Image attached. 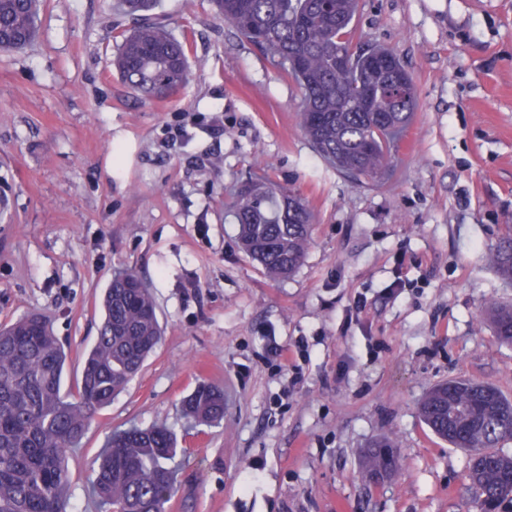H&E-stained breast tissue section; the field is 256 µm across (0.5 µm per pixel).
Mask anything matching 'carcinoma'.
Returning <instances> with one entry per match:
<instances>
[{"mask_svg":"<svg viewBox=\"0 0 512 512\" xmlns=\"http://www.w3.org/2000/svg\"><path fill=\"white\" fill-rule=\"evenodd\" d=\"M134 28L120 34L114 66L145 99H164L187 78V43L152 12L157 0H121ZM217 17L257 45L298 86L299 125L329 165L374 177L392 162L399 135L416 109L413 78L385 48L350 51L358 0H213ZM40 0H0V35L15 47L32 41ZM242 249L273 277L294 274L311 244L313 216L295 196L266 184L241 186L235 205ZM492 262L512 282V225ZM132 271L113 276L94 346L86 354L77 397L62 390L66 354L46 318L32 313L0 327V512H67V449L85 434L96 411L109 406L140 371L163 332L149 288H125ZM498 339L512 345V305L490 303ZM186 417L224 420L222 389L200 385L182 401ZM426 426L477 459L468 465V492L482 512H512V401L492 384L451 378L423 398ZM175 433L165 426H131L107 437L91 494L104 512H165L175 490ZM389 439L365 455L371 482L396 472Z\"/></svg>","mask_w":512,"mask_h":512,"instance_id":"1","label":"carcinoma"}]
</instances>
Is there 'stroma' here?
I'll list each match as a JSON object with an SVG mask.
<instances>
[{"instance_id":"1","label":"stroma","mask_w":512,"mask_h":512,"mask_svg":"<svg viewBox=\"0 0 512 512\" xmlns=\"http://www.w3.org/2000/svg\"><path fill=\"white\" fill-rule=\"evenodd\" d=\"M113 2L42 0L32 43L0 49V325L47 315L67 390L113 271L148 282L165 328L68 450L71 503L99 512L93 462L112 429L164 425L180 446L165 512H479L467 454L418 405L451 377L512 398V346L485 313L512 303L490 262L512 225V0H359L356 42L393 50L417 97L391 174L361 180L318 156L297 85L211 0H160L189 80L137 98L112 68L132 24ZM253 173L314 215L291 276L238 246L224 203ZM201 383L223 390L224 420L192 428L180 401ZM382 437L402 465L368 484Z\"/></svg>"}]
</instances>
